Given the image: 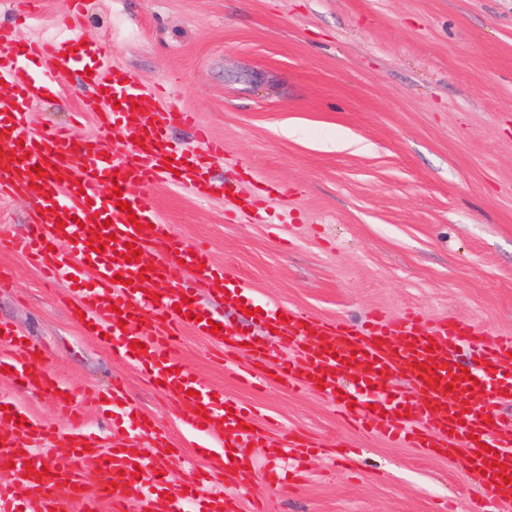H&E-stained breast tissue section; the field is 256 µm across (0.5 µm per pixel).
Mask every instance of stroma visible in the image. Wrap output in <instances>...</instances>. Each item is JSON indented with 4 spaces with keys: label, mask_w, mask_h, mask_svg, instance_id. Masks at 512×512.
Wrapping results in <instances>:
<instances>
[{
    "label": "stroma",
    "mask_w": 512,
    "mask_h": 512,
    "mask_svg": "<svg viewBox=\"0 0 512 512\" xmlns=\"http://www.w3.org/2000/svg\"><path fill=\"white\" fill-rule=\"evenodd\" d=\"M65 0H41L17 25L0 0V27L23 40L73 38L109 47L118 65L172 78L175 106L194 112L224 154L211 173L224 197L201 200L170 184L142 198L186 245L204 244L216 266L256 295L326 321L361 327L372 313L395 324L459 318L512 333V0H87L75 31L58 24ZM33 127L96 134L83 74L48 86ZM254 207L262 219L241 217ZM0 321L43 348L49 370L79 396L83 429L130 443L136 422L116 426L97 397L121 381L137 411L178 444L173 483L186 459L205 466L180 412L149 365L113 354L69 312L68 286L0 252ZM185 370L249 408L273 437L317 445L292 486L263 474L286 470L266 449L249 485L212 478L242 512H467L476 488L464 458L388 442L348 424L328 394L261 389L240 380L252 352L183 331ZM0 399L59 429L47 394L0 378Z\"/></svg>",
    "instance_id": "obj_1"
}]
</instances>
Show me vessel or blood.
I'll return each instance as SVG.
<instances>
[{"instance_id":"obj_1","label":"vessel or blood","mask_w":512,"mask_h":512,"mask_svg":"<svg viewBox=\"0 0 512 512\" xmlns=\"http://www.w3.org/2000/svg\"><path fill=\"white\" fill-rule=\"evenodd\" d=\"M106 56L99 44L74 49L50 40L23 41L0 28V82L9 90L0 98V194L27 196L33 209L26 234L0 233V250L23 258L50 281H68L71 314L87 335L105 337L113 351L158 364L157 378L177 402L186 432L212 437L218 444L216 456L224 458L236 482L253 478L250 447L272 445L281 454L288 446L271 443L248 410L230 408L222 393L178 372L174 345L184 329L224 338L212 332L211 313L190 296L186 283L191 270L212 294L251 310L257 323L300 348L301 365L279 371L295 390L336 392L337 369L358 365V381L345 407L351 419L392 441L448 458L464 455L470 478L511 503L512 451L499 437L497 406L512 400V334L490 336L455 319L425 328L412 314L395 327L375 315L358 330L294 311L283 316L278 308L246 296L223 269L210 264L204 247L176 239L139 194L165 182L188 187L201 199L223 195V183L209 168L210 159L223 155V143L210 138L194 113L171 104L166 81L106 65ZM38 60L58 72L84 69L92 88L85 107L97 116L96 135L80 138L52 125L30 132V108L45 87L30 73ZM177 125L192 127L197 139L206 142L207 155L173 143L167 131ZM116 133L137 138L131 153H113ZM117 189L122 192L118 199L113 196ZM122 200L129 211L119 210ZM95 237L105 250H92ZM149 245L161 249L158 260L148 266L126 262L129 247ZM456 346L477 348L470 367L458 366L451 357L449 350ZM2 369L19 390L53 393L60 410L81 420L69 385L49 371L35 345L0 322ZM397 369L407 373L412 394L373 405L364 401V394ZM481 391L486 394L483 405L463 410L462 399ZM37 438L58 447L51 465H43L31 447ZM100 446L96 435L56 429L23 415L19 407L0 410V469L8 473L0 480V512H62L68 500L81 502L84 512H95L101 500L114 512H129L130 506L144 503L151 487L166 491L167 512H239L230 495L203 493L207 471L171 485L166 469L174 441L151 417L141 419L133 443L105 452ZM92 466L99 471L93 494L84 478Z\"/></svg>"}]
</instances>
